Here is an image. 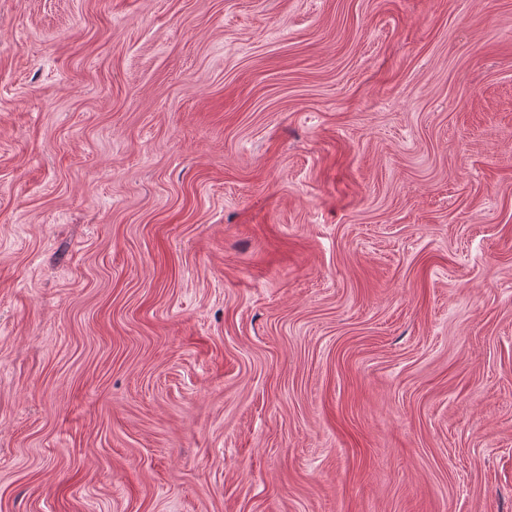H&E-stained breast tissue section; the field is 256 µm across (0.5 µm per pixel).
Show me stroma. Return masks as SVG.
Returning a JSON list of instances; mask_svg holds the SVG:
<instances>
[{"label": "stroma", "instance_id": "obj_1", "mask_svg": "<svg viewBox=\"0 0 512 512\" xmlns=\"http://www.w3.org/2000/svg\"><path fill=\"white\" fill-rule=\"evenodd\" d=\"M0 512H512V0H0Z\"/></svg>", "mask_w": 512, "mask_h": 512}]
</instances>
